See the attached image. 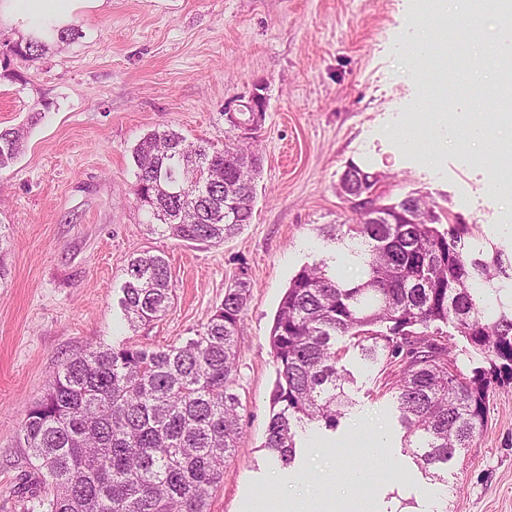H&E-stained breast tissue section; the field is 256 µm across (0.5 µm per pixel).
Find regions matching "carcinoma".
<instances>
[{"label": "carcinoma", "mask_w": 512, "mask_h": 512, "mask_svg": "<svg viewBox=\"0 0 512 512\" xmlns=\"http://www.w3.org/2000/svg\"><path fill=\"white\" fill-rule=\"evenodd\" d=\"M0 131V169L22 147ZM134 195L168 236L219 244L251 222L258 155L247 145L214 150L175 130L155 131L133 151ZM414 213H435L419 194ZM409 206H381L348 225L365 277L342 284L313 264L289 282L269 336L279 378L264 448L288 465L295 426L336 425L348 404L338 339L365 359L398 367L400 420L424 469L448 464L485 422L490 388L512 385V280L502 253H472L462 231L412 224ZM122 308L130 324L162 317L171 303L164 256L129 261ZM247 282L225 289L195 337L181 345L98 344L70 360L28 409L23 447L44 493L26 512H208L239 435L235 381ZM453 324L487 366L463 372L443 327Z\"/></svg>", "instance_id": "carcinoma-1"}]
</instances>
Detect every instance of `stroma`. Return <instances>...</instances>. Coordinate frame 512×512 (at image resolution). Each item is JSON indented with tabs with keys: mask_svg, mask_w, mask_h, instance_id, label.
Listing matches in <instances>:
<instances>
[{
	"mask_svg": "<svg viewBox=\"0 0 512 512\" xmlns=\"http://www.w3.org/2000/svg\"><path fill=\"white\" fill-rule=\"evenodd\" d=\"M416 0H106L76 37L31 61L0 30V130L25 127V147L0 169V512H24L41 479L19 430L30 406L70 359L98 342L143 348L182 343L207 323L224 290L245 277L241 353L232 386L239 438L209 512H308L293 490L336 502L369 448L389 459L352 488L355 512H512V387L489 393L486 423L448 464L443 505L408 446L395 377L345 348L351 378L336 427L306 425L285 466L264 447L278 367L269 335L291 278L323 261L340 281L362 276L337 192L349 165L384 175L383 201L427 194L442 224L462 225L473 250L512 258V194L493 189L495 157L434 150L432 112L492 107L487 49L500 22L476 13L481 45L412 58ZM263 84L267 112L251 141L262 160L250 224L219 244L151 232L133 186L132 150L175 129L224 149V109ZM163 255L173 300L161 319L129 325L121 288L133 253Z\"/></svg>",
	"mask_w": 512,
	"mask_h": 512,
	"instance_id": "obj_1",
	"label": "stroma"
}]
</instances>
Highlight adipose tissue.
Returning <instances> with one entry per match:
<instances>
[{
  "mask_svg": "<svg viewBox=\"0 0 512 512\" xmlns=\"http://www.w3.org/2000/svg\"><path fill=\"white\" fill-rule=\"evenodd\" d=\"M422 16L425 20V37L416 39L420 50H437L438 43L447 39L449 33L466 28L472 40H479L480 34L463 0L449 5L448 0H424ZM106 0H0V29L16 33L27 41L47 45L57 42L62 31L73 27L80 18L99 11ZM512 125V115H503L500 125L488 121L464 117L449 121L447 113H436L433 126L439 138L445 142H471L480 145L482 153L495 157L512 149V138L503 139L499 126Z\"/></svg>",
  "mask_w": 512,
  "mask_h": 512,
  "instance_id": "adipose-tissue-1",
  "label": "adipose tissue"
}]
</instances>
